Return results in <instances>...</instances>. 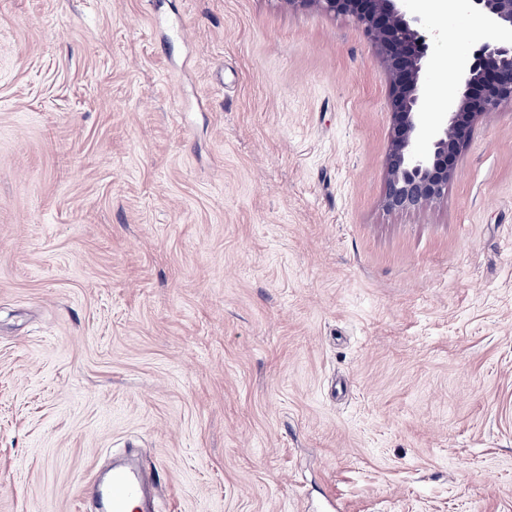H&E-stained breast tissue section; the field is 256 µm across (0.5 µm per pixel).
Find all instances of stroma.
<instances>
[{"label": "stroma", "instance_id": "35a3bbf8", "mask_svg": "<svg viewBox=\"0 0 512 512\" xmlns=\"http://www.w3.org/2000/svg\"><path fill=\"white\" fill-rule=\"evenodd\" d=\"M433 122L459 58L437 38ZM388 78L283 0H0V512H512V106L382 205ZM103 512H152L148 501L147 481L139 469L129 463H118L100 490Z\"/></svg>", "mask_w": 512, "mask_h": 512}]
</instances>
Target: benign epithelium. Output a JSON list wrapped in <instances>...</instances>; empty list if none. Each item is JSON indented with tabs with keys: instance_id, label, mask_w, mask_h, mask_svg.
<instances>
[{
	"instance_id": "benign-epithelium-1",
	"label": "benign epithelium",
	"mask_w": 512,
	"mask_h": 512,
	"mask_svg": "<svg viewBox=\"0 0 512 512\" xmlns=\"http://www.w3.org/2000/svg\"><path fill=\"white\" fill-rule=\"evenodd\" d=\"M292 10L353 17L389 80L390 145L382 205L416 211L444 197L478 123L512 105V0H467L495 35L457 66L459 89L432 126L424 123L422 73L429 37L408 0H281Z\"/></svg>"
}]
</instances>
